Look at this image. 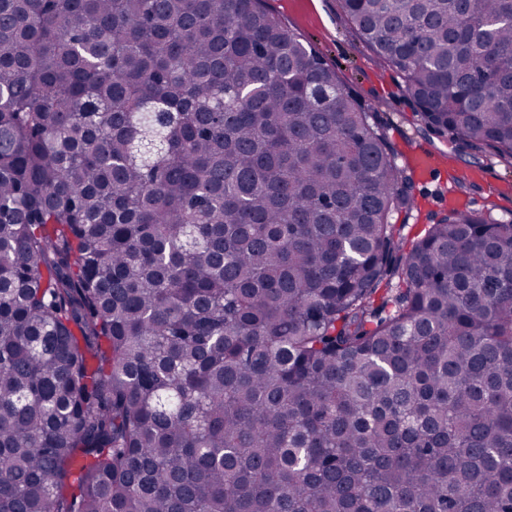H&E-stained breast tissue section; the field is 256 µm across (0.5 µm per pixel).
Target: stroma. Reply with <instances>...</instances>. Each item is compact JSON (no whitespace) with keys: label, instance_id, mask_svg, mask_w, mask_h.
Listing matches in <instances>:
<instances>
[{"label":"stroma","instance_id":"35a3bbf8","mask_svg":"<svg viewBox=\"0 0 512 512\" xmlns=\"http://www.w3.org/2000/svg\"><path fill=\"white\" fill-rule=\"evenodd\" d=\"M266 5L311 43L362 103L374 107L377 121L399 153V165H406L407 151L417 146L444 156L431 176L414 179L415 205L405 219L408 238L447 214L452 195L467 199L473 211L512 219V163L491 151L477 159L455 151L447 138L425 129L399 74L361 41L341 0H266Z\"/></svg>","mask_w":512,"mask_h":512}]
</instances>
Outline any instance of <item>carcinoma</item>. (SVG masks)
<instances>
[{
	"instance_id": "1",
	"label": "carcinoma",
	"mask_w": 512,
	"mask_h": 512,
	"mask_svg": "<svg viewBox=\"0 0 512 512\" xmlns=\"http://www.w3.org/2000/svg\"><path fill=\"white\" fill-rule=\"evenodd\" d=\"M342 0L512 161V0ZM413 179L265 0H0V512H512V220Z\"/></svg>"
}]
</instances>
